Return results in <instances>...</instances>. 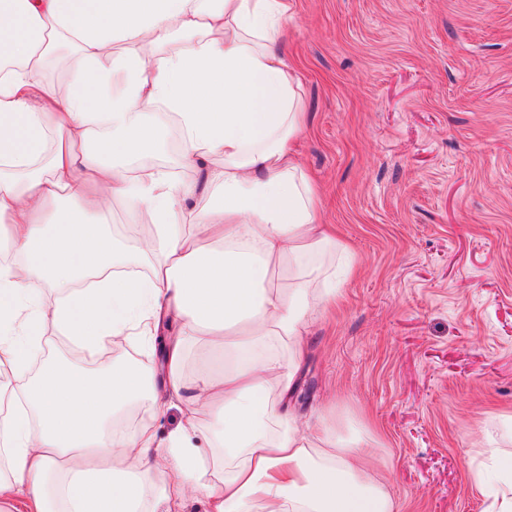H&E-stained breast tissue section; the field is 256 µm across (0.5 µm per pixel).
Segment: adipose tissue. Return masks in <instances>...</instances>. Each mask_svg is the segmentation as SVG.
<instances>
[{"label": "adipose tissue", "mask_w": 512, "mask_h": 512, "mask_svg": "<svg viewBox=\"0 0 512 512\" xmlns=\"http://www.w3.org/2000/svg\"><path fill=\"white\" fill-rule=\"evenodd\" d=\"M290 12L0 0V512H182L190 488L207 512H398L359 441L289 408L310 318L340 291L314 260L350 256L292 150L305 112ZM60 44L78 53L62 85L43 75ZM169 122L204 186L131 176ZM118 198L149 218L147 275L124 274L136 255L106 230ZM161 335L158 391L126 346ZM54 336L112 355L30 372ZM194 344L223 354L221 380L186 379ZM175 401L181 424L158 438ZM143 402L147 421L123 428ZM473 477L487 512H512V456L482 449Z\"/></svg>", "instance_id": "adipose-tissue-1"}]
</instances>
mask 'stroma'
I'll use <instances>...</instances> for the list:
<instances>
[{"mask_svg": "<svg viewBox=\"0 0 512 512\" xmlns=\"http://www.w3.org/2000/svg\"><path fill=\"white\" fill-rule=\"evenodd\" d=\"M285 49L357 261L293 403L376 430L399 512H485L466 451L512 450V0H292Z\"/></svg>", "mask_w": 512, "mask_h": 512, "instance_id": "stroma-1", "label": "stroma"}]
</instances>
